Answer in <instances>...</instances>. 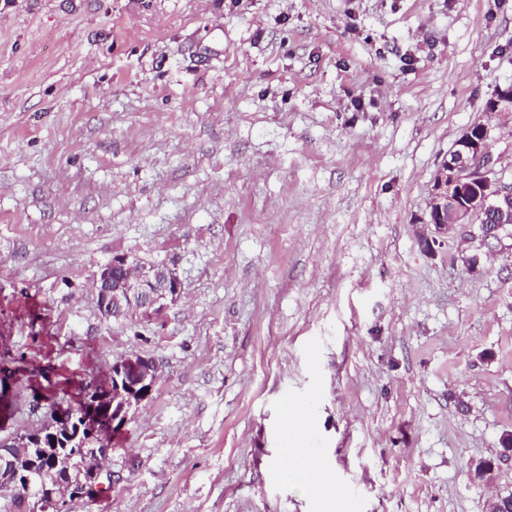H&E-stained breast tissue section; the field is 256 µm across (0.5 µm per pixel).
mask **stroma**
Returning <instances> with one entry per match:
<instances>
[{"label": "stroma", "instance_id": "1", "mask_svg": "<svg viewBox=\"0 0 512 512\" xmlns=\"http://www.w3.org/2000/svg\"><path fill=\"white\" fill-rule=\"evenodd\" d=\"M510 82L512 0H0V441L140 354L112 487L68 512H488L512 235L417 224L473 123L512 183V115L485 111ZM117 254L180 298L103 318ZM301 401L327 508L280 474Z\"/></svg>", "mask_w": 512, "mask_h": 512}]
</instances>
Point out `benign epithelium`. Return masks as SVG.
<instances>
[{"instance_id":"benign-epithelium-1","label":"benign epithelium","mask_w":512,"mask_h":512,"mask_svg":"<svg viewBox=\"0 0 512 512\" xmlns=\"http://www.w3.org/2000/svg\"><path fill=\"white\" fill-rule=\"evenodd\" d=\"M486 111L512 112V83L497 89ZM490 137L491 127L484 123L470 126L459 137L451 155L436 171L422 227L446 237L467 225L469 239L478 238L490 246L500 240V232L512 226V208L500 206V201L512 198V183L493 178L495 160L489 149ZM95 290L101 314L120 318L138 311L145 315L161 312L167 302L177 299L183 285L175 270L166 265L142 267L125 255H115L103 266ZM117 367L125 373V390L119 392L121 416H111L108 398L100 394L86 396L76 411H55V430L48 433V438L53 441L60 433L77 427L82 433V447L92 449L83 457L81 473H89L94 479L92 484L81 482L76 488L70 482H57V496L52 501L58 512L63 510L69 492L104 489L101 476L111 477V472L102 467L112 452L108 440L122 431L130 409L149 395L157 378V363L139 355L125 358Z\"/></svg>"}]
</instances>
